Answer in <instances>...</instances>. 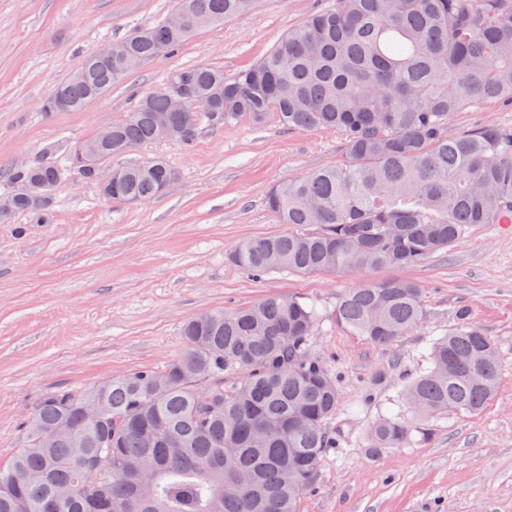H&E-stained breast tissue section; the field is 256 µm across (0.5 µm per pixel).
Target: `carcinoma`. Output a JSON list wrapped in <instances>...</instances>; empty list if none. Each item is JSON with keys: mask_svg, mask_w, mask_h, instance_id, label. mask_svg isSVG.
Instances as JSON below:
<instances>
[{"mask_svg": "<svg viewBox=\"0 0 512 512\" xmlns=\"http://www.w3.org/2000/svg\"><path fill=\"white\" fill-rule=\"evenodd\" d=\"M257 0H176L167 19L112 42V58L87 57L42 112L78 111L145 61L180 47L197 31L251 11ZM197 104L179 112L189 145L200 121L222 128L243 115L260 123L275 112L290 129H334L343 163L273 186L267 206L288 229L246 240L229 261L259 276L275 269L319 273L405 268L449 250L471 224L512 219V127L452 133L455 112L512 99V0H335L284 34L260 61L226 77L206 65L179 68ZM169 111L154 90L136 95L131 118L112 129L102 152L121 157L161 139L154 116ZM96 136L74 145L67 162L85 182L98 174L74 165ZM111 200L141 204L175 179L162 159L117 165ZM64 166L51 150L14 171L9 223L27 213L51 220L52 198L22 188L53 179ZM421 287L390 279L336 298V321L369 343L395 345L425 323ZM321 320L314 301L274 294L237 310L186 322L183 354L162 370H138L82 391L41 396L25 439L0 470V512H299L320 479L324 457L339 447L327 423L336 415L332 375L308 352ZM429 367L379 415L366 452L408 443L420 421L475 414L499 383L494 341L461 307L456 326L432 339ZM241 379L224 384V368ZM94 399L100 421L82 405ZM154 470L152 493L136 497L141 473Z\"/></svg>", "mask_w": 512, "mask_h": 512, "instance_id": "obj_1", "label": "carcinoma"}]
</instances>
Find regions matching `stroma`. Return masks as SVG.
Instances as JSON below:
<instances>
[{"instance_id":"obj_1","label":"stroma","mask_w":512,"mask_h":512,"mask_svg":"<svg viewBox=\"0 0 512 512\" xmlns=\"http://www.w3.org/2000/svg\"><path fill=\"white\" fill-rule=\"evenodd\" d=\"M332 3L262 0L155 57L85 109L47 117L42 101L88 55L162 19L173 0H0V195L12 189L9 173L48 149L65 155L172 70L207 65L232 75ZM487 125L511 126L512 104L492 101L450 118L458 133ZM156 157L177 174L156 199L117 203L69 176L53 194L52 223L23 213L0 223V468L43 393L164 369L185 349L184 322L280 294L319 303L323 319L309 350L335 377L340 399L329 427L342 446L326 456L300 512H512V232L471 225L450 250L404 269L254 277L228 253L283 232L266 207L269 189L342 163L343 137L288 129L272 112L261 124L245 116L221 129L204 123L192 145L150 142L124 161ZM388 278L420 285L426 321L382 349L337 324L333 310L345 289ZM461 305L496 343V396L479 413L439 416L428 435L368 457L365 433L378 411L427 368L426 345L453 328Z\"/></svg>"}]
</instances>
